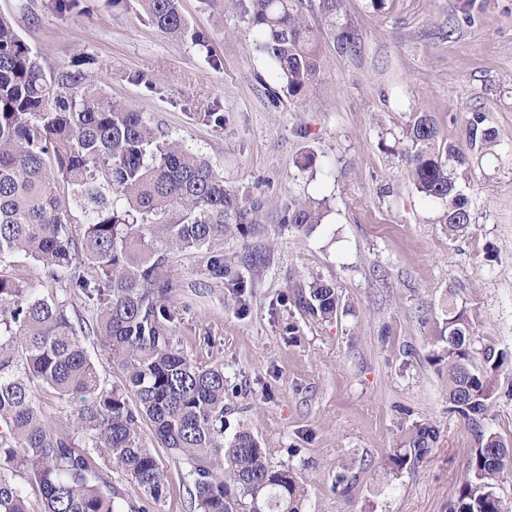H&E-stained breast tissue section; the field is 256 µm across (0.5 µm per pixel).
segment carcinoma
I'll return each mask as SVG.
<instances>
[{
    "label": "carcinoma",
    "mask_w": 512,
    "mask_h": 512,
    "mask_svg": "<svg viewBox=\"0 0 512 512\" xmlns=\"http://www.w3.org/2000/svg\"><path fill=\"white\" fill-rule=\"evenodd\" d=\"M160 32L186 24L179 0H140ZM248 17L258 48L276 65L284 91L297 100L323 80L325 44L304 12V0H233ZM342 0H319L340 53L353 34L336 27ZM483 116L467 122L469 150L438 145L435 120L416 112L407 129L408 174L423 196L440 201L448 231L471 223L456 171L475 157H497L495 130ZM326 202L295 198L279 224L310 232ZM268 211L260 196L242 194L203 156L172 141L145 116L82 82L81 73H47L12 20L0 15V512H32L14 473L39 487L40 512H151L167 476L141 437L150 424L168 458L187 467L194 512H301L305 490L290 466H275L247 429L224 437V368L203 366L174 346L177 319L170 305L176 284L170 254L198 251L215 280L231 274L228 238L265 234ZM84 225L80 240L70 225ZM34 262L96 305L93 322L77 324L68 302L39 281H17L5 269ZM305 312L336 314V286L315 281L300 296ZM97 336L119 362L125 380L100 378L83 338ZM431 359L447 369L448 403L475 429L489 409L494 374L504 356L484 350L487 365H471L475 341L466 309L448 308ZM77 396L71 426L43 412L36 391ZM436 428L418 425L404 468L426 457ZM144 492L139 504L121 501L106 465ZM512 465V445L478 435L468 476L450 512H504L500 474Z\"/></svg>",
    "instance_id": "1"
}]
</instances>
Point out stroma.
I'll return each instance as SVG.
<instances>
[{"label":"stroma","mask_w":512,"mask_h":512,"mask_svg":"<svg viewBox=\"0 0 512 512\" xmlns=\"http://www.w3.org/2000/svg\"><path fill=\"white\" fill-rule=\"evenodd\" d=\"M180 7L187 26L169 35L138 0H0L47 72L85 58L103 94L202 154L226 185L274 210L295 196L326 201L310 233L273 223L264 236L226 240L238 278H208L197 254L171 263L173 341L223 367L225 435L247 428L274 465L293 466L308 489L304 512H449L477 431L512 443V0H384L378 10L343 0L356 50L327 41L324 78L304 104L282 94L232 0ZM475 111L496 130L500 158L458 168L472 220L453 235L442 205L406 177L404 131L425 112L440 141L462 145ZM200 112L224 122L202 123ZM306 152L315 163L304 170ZM251 253L264 262L247 267ZM316 280L340 294L326 321L295 304ZM452 304L473 324V368L489 347L507 359L477 431L450 411L431 361ZM421 423L439 432L430 454L394 468ZM141 436L168 480L152 512H191L186 468L149 427ZM340 476L349 492L334 490Z\"/></svg>","instance_id":"35a3bbf8"}]
</instances>
